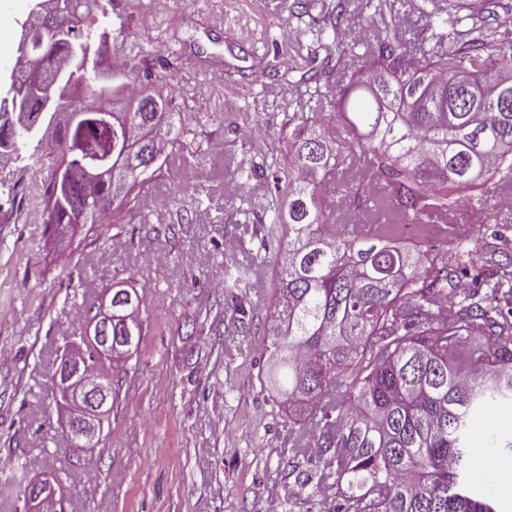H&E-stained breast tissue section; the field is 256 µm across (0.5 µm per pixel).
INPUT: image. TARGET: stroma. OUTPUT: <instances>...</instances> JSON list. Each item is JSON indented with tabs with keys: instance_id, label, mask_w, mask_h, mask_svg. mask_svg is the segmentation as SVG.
<instances>
[{
	"instance_id": "35a3bbf8",
	"label": "stroma",
	"mask_w": 512,
	"mask_h": 512,
	"mask_svg": "<svg viewBox=\"0 0 512 512\" xmlns=\"http://www.w3.org/2000/svg\"><path fill=\"white\" fill-rule=\"evenodd\" d=\"M423 0H397L389 29L419 47ZM289 0H110L104 68L139 58L155 71L180 144L159 131L162 169L143 185L142 223L78 224L59 233L31 193L47 161L22 155L0 165V512H27L22 490L57 480L65 512H334L315 485L288 473L292 438L309 413L284 402L271 376L269 308L277 252L240 244L266 236L277 197L272 174L245 226L239 170L265 157L287 164L289 113L301 76L321 67L311 17ZM369 14L350 0L343 62H364ZM248 275L242 310L217 285L225 270ZM119 282L144 297L143 338L112 363V408L103 441L74 448L61 437L47 382L64 339ZM512 410L474 428L471 462L481 487L499 493L495 448Z\"/></svg>"
}]
</instances>
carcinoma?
<instances>
[{"mask_svg":"<svg viewBox=\"0 0 512 512\" xmlns=\"http://www.w3.org/2000/svg\"><path fill=\"white\" fill-rule=\"evenodd\" d=\"M349 0H336L316 42L332 30L341 39ZM65 26L43 32L44 45L16 76L22 113L35 128L25 140L0 124V158L25 146L49 159L42 183L44 223L59 230L98 224L110 209L132 210L131 195L160 170L156 140L137 148L144 168L120 160L123 130L102 109L127 92L135 70L101 69L109 37L89 0H63ZM459 7L422 12L433 48L410 56L397 33L376 40L359 68L322 69L315 83L336 77L329 104L344 132L322 129L321 112H291L292 157L277 182L288 201L281 225V272L271 315L276 382L288 400L313 401L307 442L299 449L322 460L318 488L337 512H499L477 491L468 436L492 408L512 406V238L485 197L489 183L512 178V41L476 24L457 29ZM61 74L50 91L32 86L37 73ZM124 120L169 118L165 101L146 84ZM81 113L70 126L52 113ZM114 180L95 179L107 158ZM356 157L389 192L343 182L355 201L396 212L418 226L434 211L469 207L483 244L482 266L462 288L470 253L420 240L400 247L374 235L353 236L328 223V189Z\"/></svg>","mask_w":512,"mask_h":512,"instance_id":"carcinoma-1","label":"carcinoma"}]
</instances>
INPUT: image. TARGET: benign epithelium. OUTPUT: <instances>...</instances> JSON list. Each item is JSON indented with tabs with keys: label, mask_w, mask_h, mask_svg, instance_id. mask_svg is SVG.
Instances as JSON below:
<instances>
[{
	"label": "benign epithelium",
	"mask_w": 512,
	"mask_h": 512,
	"mask_svg": "<svg viewBox=\"0 0 512 512\" xmlns=\"http://www.w3.org/2000/svg\"><path fill=\"white\" fill-rule=\"evenodd\" d=\"M33 12L52 23L62 15L61 5L37 0ZM40 45L27 25H21L19 54L30 56ZM132 306L114 309L106 304L98 316L88 322L82 335L74 336L61 361L54 379L58 405H68L71 414L64 421L66 440L75 448L94 445L100 437V414L112 401V381L106 365L112 354L129 351L138 340L132 321ZM124 320L129 331L122 345L112 344V324ZM30 512H63V493L54 481H39L28 489Z\"/></svg>",
	"instance_id": "7a95c632"
}]
</instances>
